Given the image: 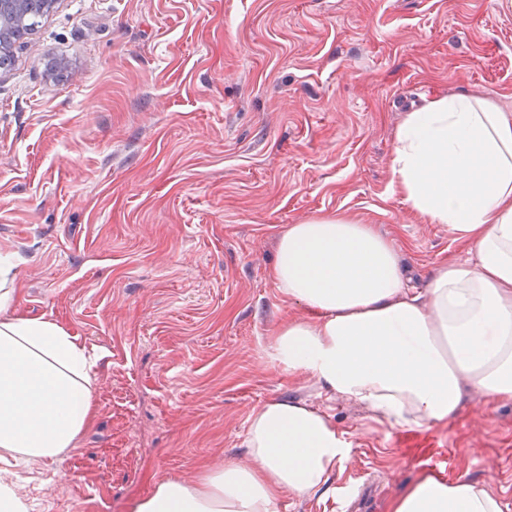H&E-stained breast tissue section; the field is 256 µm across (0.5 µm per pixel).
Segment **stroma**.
Listing matches in <instances>:
<instances>
[{"label": "stroma", "mask_w": 512, "mask_h": 512, "mask_svg": "<svg viewBox=\"0 0 512 512\" xmlns=\"http://www.w3.org/2000/svg\"><path fill=\"white\" fill-rule=\"evenodd\" d=\"M458 94L512 113V0H61L0 73V263L18 314L106 357L77 447L0 479L30 512H135L247 462L250 414L288 399L329 405L351 453L278 512H390L427 473L512 505V402L397 425L272 350L309 316L272 279L288 225H371L416 288L465 258L391 171L406 113Z\"/></svg>", "instance_id": "obj_1"}]
</instances>
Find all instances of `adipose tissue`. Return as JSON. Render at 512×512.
Instances as JSON below:
<instances>
[{
    "label": "adipose tissue",
    "instance_id": "obj_1",
    "mask_svg": "<svg viewBox=\"0 0 512 512\" xmlns=\"http://www.w3.org/2000/svg\"><path fill=\"white\" fill-rule=\"evenodd\" d=\"M394 188L428 222L446 226L466 258L407 287L395 245L369 225L315 217L288 225L273 280L311 317L280 329L275 357L328 396L398 424L455 416L463 392L512 402V114L476 95L408 113L392 154ZM0 279V454L54 461L95 416L102 350L58 323L16 314ZM249 461L195 483L168 478L137 512H277L285 494L319 490L350 456L329 413L272 400L249 417ZM484 485L422 477L392 512H507Z\"/></svg>",
    "mask_w": 512,
    "mask_h": 512
}]
</instances>
